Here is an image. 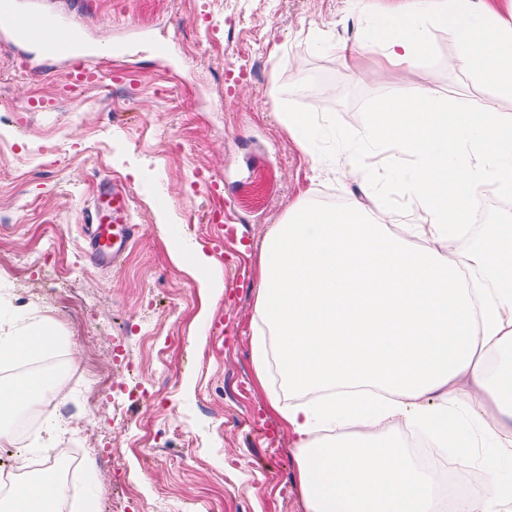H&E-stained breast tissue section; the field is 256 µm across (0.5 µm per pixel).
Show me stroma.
Instances as JSON below:
<instances>
[{"instance_id": "1", "label": "stroma", "mask_w": 512, "mask_h": 512, "mask_svg": "<svg viewBox=\"0 0 512 512\" xmlns=\"http://www.w3.org/2000/svg\"><path fill=\"white\" fill-rule=\"evenodd\" d=\"M55 2L96 42L137 26L176 49L164 65L132 39L113 64L123 82L70 88L59 64L0 42V308L55 325L49 360L112 371L111 389L93 396L83 380L57 382L41 421L39 439L89 451L68 500L94 494L99 512L116 498L128 512H307L294 440L256 381L261 247L297 208L357 201L339 156L387 88L353 75L377 53L348 62L338 47L361 38L365 14L409 0H364L362 13L347 0ZM425 34L432 86L512 113L491 84L447 69L449 31ZM284 106L312 114L321 168L279 121ZM104 178L128 188L142 228L107 272L84 241ZM199 250L211 258L203 270ZM213 276L224 288L210 297L202 284ZM450 455L512 486L497 441Z\"/></svg>"}]
</instances>
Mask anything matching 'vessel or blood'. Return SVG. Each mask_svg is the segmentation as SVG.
Instances as JSON below:
<instances>
[{"label":"vessel or blood","instance_id":"b4317fda","mask_svg":"<svg viewBox=\"0 0 512 512\" xmlns=\"http://www.w3.org/2000/svg\"><path fill=\"white\" fill-rule=\"evenodd\" d=\"M0 38L16 48H35L40 56L63 66L68 80L94 81L98 65L124 57L128 45L112 40L98 45L86 30L59 12H25L18 0H0ZM130 193L122 184L104 180L98 185L90 213L86 255L101 268L120 266L140 228L130 223Z\"/></svg>","mask_w":512,"mask_h":512}]
</instances>
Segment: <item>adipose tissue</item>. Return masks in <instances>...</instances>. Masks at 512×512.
Segmentation results:
<instances>
[{"instance_id": "1", "label": "adipose tissue", "mask_w": 512, "mask_h": 512, "mask_svg": "<svg viewBox=\"0 0 512 512\" xmlns=\"http://www.w3.org/2000/svg\"><path fill=\"white\" fill-rule=\"evenodd\" d=\"M449 29L461 68L512 99V23L491 0H412L398 13L372 16L362 39L341 44L345 58L375 51L377 68L358 80L398 91L372 107L358 135L383 154L396 178L385 182L365 154H346L363 201L348 209H299L261 250L256 377L268 409L300 450L297 480L308 512H434L430 476L397 444L374 447L396 424L453 446L449 402L490 403L486 437L512 434V362L490 369L492 353L512 351V214L481 227L469 258L456 242L468 231L478 190L512 192V114L470 94L449 96L422 70L429 55L424 19ZM57 341L44 318L0 331V363L35 358ZM277 366L301 400L283 404L268 387ZM34 372L0 387V442L6 421L53 386ZM334 428L340 442L319 436ZM512 455V446L502 447ZM64 488L56 469L25 481L0 512H55Z\"/></svg>"}]
</instances>
